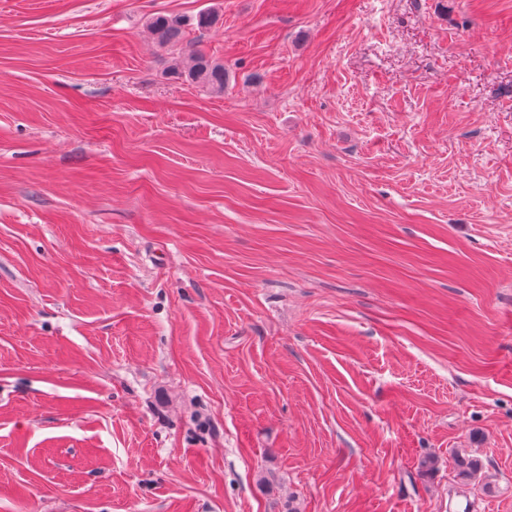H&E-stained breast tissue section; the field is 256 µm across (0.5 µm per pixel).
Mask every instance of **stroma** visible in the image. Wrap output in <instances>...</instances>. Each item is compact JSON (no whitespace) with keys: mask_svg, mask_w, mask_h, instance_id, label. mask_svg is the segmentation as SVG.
I'll use <instances>...</instances> for the list:
<instances>
[{"mask_svg":"<svg viewBox=\"0 0 512 512\" xmlns=\"http://www.w3.org/2000/svg\"><path fill=\"white\" fill-rule=\"evenodd\" d=\"M467 497L512 512V0H0V512ZM183 24L177 19L158 16L150 22V28L161 46L177 43L182 35ZM179 71L181 76L193 83L206 87L212 92H224V63L204 53L189 57V63ZM181 69V70H182Z\"/></svg>","mask_w":512,"mask_h":512,"instance_id":"1","label":"stroma"}]
</instances>
